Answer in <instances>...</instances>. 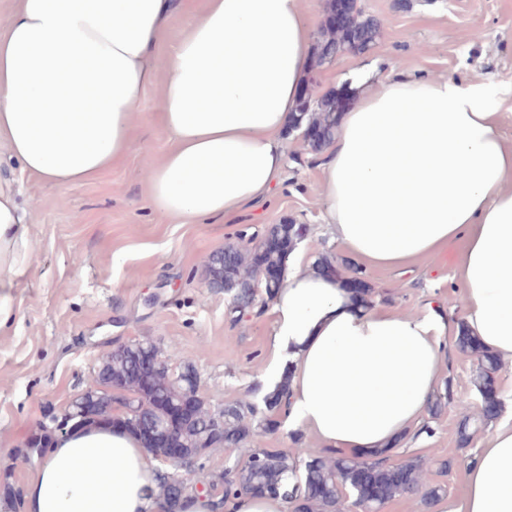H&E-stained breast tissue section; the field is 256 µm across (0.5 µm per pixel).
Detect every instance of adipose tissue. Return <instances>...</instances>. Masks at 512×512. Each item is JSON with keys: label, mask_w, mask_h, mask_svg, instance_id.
<instances>
[{"label": "adipose tissue", "mask_w": 512, "mask_h": 512, "mask_svg": "<svg viewBox=\"0 0 512 512\" xmlns=\"http://www.w3.org/2000/svg\"><path fill=\"white\" fill-rule=\"evenodd\" d=\"M183 0H17L0 33V149L58 186L95 178L131 147L135 106ZM313 24L302 0H203L172 48L160 118L173 141L148 196L180 220L264 199L286 165L284 125L306 87ZM503 91L401 76L337 116L321 165L325 220L346 250L400 268L464 239L453 282L469 330L512 362V142ZM28 206L0 176V332L31 267ZM271 346L290 378L282 416L325 450L372 459L425 412L447 321L361 308L333 271L288 274ZM159 462L126 429L59 435L24 489L25 512H156ZM435 512H512V423L487 437L460 498Z\"/></svg>", "instance_id": "adipose-tissue-1"}]
</instances>
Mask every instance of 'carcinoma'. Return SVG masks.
I'll return each instance as SVG.
<instances>
[{
    "label": "carcinoma",
    "instance_id": "carcinoma-1",
    "mask_svg": "<svg viewBox=\"0 0 512 512\" xmlns=\"http://www.w3.org/2000/svg\"><path fill=\"white\" fill-rule=\"evenodd\" d=\"M350 24L346 27L324 23V32L317 46V58L322 60L326 50L335 53H359L367 49L378 37L376 19L365 14L359 0H350ZM341 98H302L292 113V127L302 131L314 129L319 138L307 141L311 150L318 152L336 135V112L341 108ZM303 224H272L265 234L288 243L286 249H275L258 255L253 247L234 246V260L224 266L219 261L221 252L211 255L206 266L207 280L211 287L222 288L231 298L230 313L241 314L255 305L256 291L253 288L258 261L267 266L286 271V260L304 236ZM456 349L463 354L477 357L473 372L476 400L498 398L496 374L501 368L498 356L484 347L472 335L464 321L457 322ZM132 350H114L102 358L98 373L112 378L123 391L137 396L136 413H141L155 424L165 427L169 423L168 408L158 400L189 401L199 404L196 418L178 428L181 447L190 452L205 453L218 446H236L253 433L258 409L250 404L235 403L224 407L223 413H213L198 395L197 371L192 363L182 359L178 353L161 358V364L149 370L138 365ZM181 361V369L172 374L170 360ZM285 379L263 397L265 408L282 407L286 395ZM428 472L422 461L392 464L386 452L379 458L354 461L340 452L312 457L304 462L287 452L259 450L235 468L226 472L222 493L216 496L215 506L220 500L233 494L247 493L255 488L279 490L283 498L298 507L297 512H334L337 503L345 494L355 498L364 495L365 486L377 489V505L398 494L413 491L424 484ZM156 497L165 501H177L186 497V492L166 476H161Z\"/></svg>",
    "mask_w": 512,
    "mask_h": 512
}]
</instances>
